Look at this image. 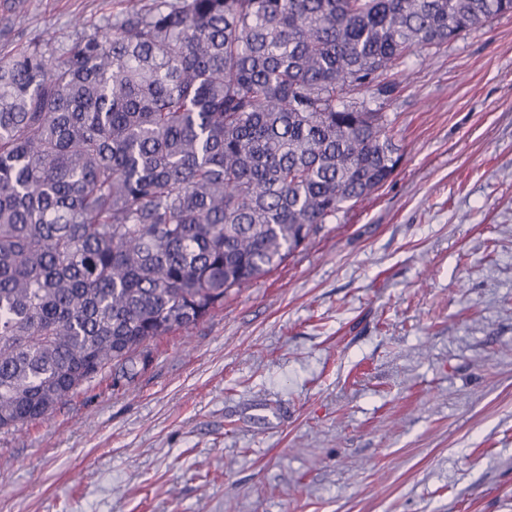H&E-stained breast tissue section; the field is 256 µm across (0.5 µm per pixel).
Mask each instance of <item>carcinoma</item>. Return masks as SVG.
Returning a JSON list of instances; mask_svg holds the SVG:
<instances>
[{
  "label": "carcinoma",
  "instance_id": "1",
  "mask_svg": "<svg viewBox=\"0 0 512 512\" xmlns=\"http://www.w3.org/2000/svg\"><path fill=\"white\" fill-rule=\"evenodd\" d=\"M0 58V431L224 306L394 174L408 52L512 0H119Z\"/></svg>",
  "mask_w": 512,
  "mask_h": 512
}]
</instances>
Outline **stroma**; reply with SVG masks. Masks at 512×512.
Instances as JSON below:
<instances>
[{"mask_svg": "<svg viewBox=\"0 0 512 512\" xmlns=\"http://www.w3.org/2000/svg\"><path fill=\"white\" fill-rule=\"evenodd\" d=\"M118 0H0V57ZM401 162L223 309L0 432V512H512V15L407 55Z\"/></svg>", "mask_w": 512, "mask_h": 512, "instance_id": "35a3bbf8", "label": "stroma"}]
</instances>
